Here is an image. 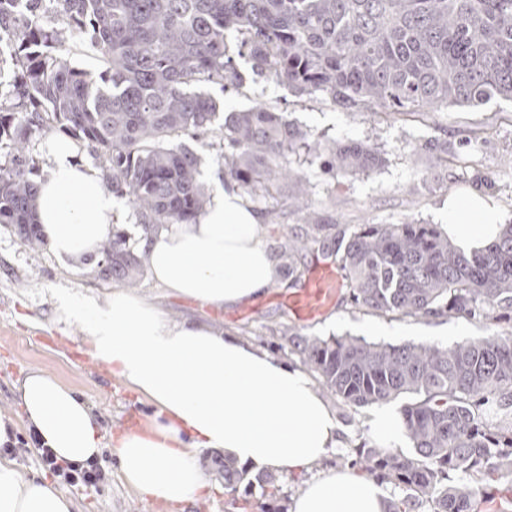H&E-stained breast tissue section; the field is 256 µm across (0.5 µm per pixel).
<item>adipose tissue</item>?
<instances>
[{"label":"adipose tissue","mask_w":512,"mask_h":512,"mask_svg":"<svg viewBox=\"0 0 512 512\" xmlns=\"http://www.w3.org/2000/svg\"><path fill=\"white\" fill-rule=\"evenodd\" d=\"M37 220L50 250L79 259L112 235L116 198L98 172L74 159L63 137L47 145ZM448 239L464 252L485 248L502 229L492 200L460 189L448 196ZM268 228L244 198L215 187L192 224H167L145 240V262L158 282L203 307L225 308L263 296L282 273L266 244ZM62 316L80 324L88 354L156 408L146 428L113 439L125 482L141 496L179 506L211 486L198 464L203 449H221L247 469L311 473L290 512H385L371 477L321 468L338 447L329 404L297 365L204 324L164 318L144 297L115 290L102 298L69 291ZM25 418L58 459H98L100 428L89 405L41 371L18 388ZM72 501L49 480L25 476L0 459V512H71Z\"/></svg>","instance_id":"1"}]
</instances>
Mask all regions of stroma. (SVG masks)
Returning a JSON list of instances; mask_svg holds the SVG:
<instances>
[{"label":"stroma","mask_w":512,"mask_h":512,"mask_svg":"<svg viewBox=\"0 0 512 512\" xmlns=\"http://www.w3.org/2000/svg\"><path fill=\"white\" fill-rule=\"evenodd\" d=\"M244 82L240 89L222 90L217 84L202 89L234 112L259 103L276 106L289 120L328 145L365 142L382 154V164L372 172L336 180L322 173L317 160L293 157L295 168L310 179V195L324 229L320 247L296 256V278H284L255 302L232 309L209 308L169 294L151 273H144L137 293L151 301L165 317H194L295 364L297 355L283 346V327L304 337L362 336V327L377 323L390 331L395 344L435 342L451 345L496 333V326L481 318H449L448 333L430 336L428 319L376 315L355 308L348 291L337 304L311 321L299 320L288 298L318 264L339 265L353 225L397 224L408 219L428 224L445 222L448 195L468 187L486 189L500 208L503 223H512V101L495 98L478 107H456L437 112L387 116H355L336 107L326 95L308 98L288 84L253 74L248 59H237ZM293 184H282L251 206L269 228L268 242L275 256L284 252L280 228L306 233L302 213L290 203ZM97 255L80 261L58 258L48 246L25 247L11 229L0 226V415L12 418L18 434H26L17 386L31 371L41 370L72 388L93 408L104 436L100 461L110 480L99 492L71 493L73 512H174L164 502L141 497L119 475L111 438L129 426L139 425L155 408L137 400L104 364L85 352L77 325L57 311L59 296L78 290L90 297L111 292L115 284L97 274ZM218 450L198 456L213 487L211 495L188 505L183 512H236L224 489Z\"/></svg>","instance_id":"obj_1"}]
</instances>
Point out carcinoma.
Segmentation results:
<instances>
[{
    "label": "carcinoma",
    "instance_id": "carcinoma-1",
    "mask_svg": "<svg viewBox=\"0 0 512 512\" xmlns=\"http://www.w3.org/2000/svg\"><path fill=\"white\" fill-rule=\"evenodd\" d=\"M43 2L0 0V34L13 38V62L24 72L14 85L17 106L0 104V142L12 146L0 166V225L31 248L43 243L35 163L25 151L31 134L72 132L99 154L112 193L129 201L148 236L204 212L200 160L180 139L216 132L224 175L244 194L259 199L280 178L295 182L294 204L312 234L288 233L294 272L293 257L312 249L323 225L289 155L320 159L335 177L369 172L382 157L363 142L330 148L311 140L267 104L232 112L214 128L219 108L198 85L240 87L224 42L230 30L256 75L308 97L328 95L353 115L512 99V0H58L67 23L52 29L39 22ZM80 34L101 56L94 75L65 58ZM99 252L100 278L137 286L144 264L121 231ZM341 262L359 310L512 320V224L469 255L434 224H356ZM281 333L339 407L406 399L410 453L362 443L357 459H342L392 486L387 512H422L427 503L431 512H473L479 496L512 474L511 330L448 347ZM224 489L240 509L281 512L275 477L247 482L227 457Z\"/></svg>",
    "mask_w": 512,
    "mask_h": 512
}]
</instances>
